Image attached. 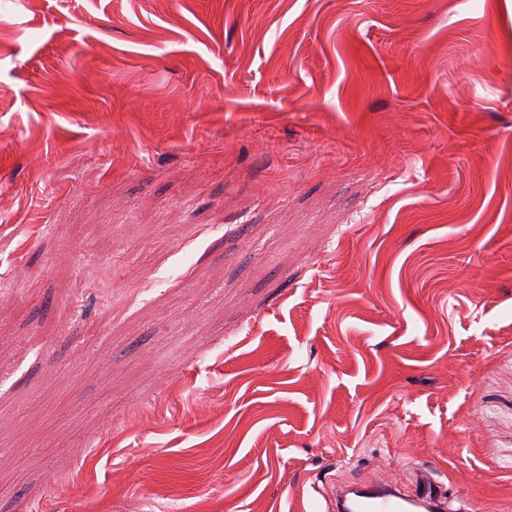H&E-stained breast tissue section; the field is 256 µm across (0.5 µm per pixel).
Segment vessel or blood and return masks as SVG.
I'll return each instance as SVG.
<instances>
[{
  "label": "vessel or blood",
  "mask_w": 512,
  "mask_h": 512,
  "mask_svg": "<svg viewBox=\"0 0 512 512\" xmlns=\"http://www.w3.org/2000/svg\"><path fill=\"white\" fill-rule=\"evenodd\" d=\"M332 512H446L448 498L426 474L419 475L412 492L381 482L352 481L337 486Z\"/></svg>",
  "instance_id": "b4317fda"
}]
</instances>
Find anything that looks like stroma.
<instances>
[{
	"label": "stroma",
	"instance_id": "obj_1",
	"mask_svg": "<svg viewBox=\"0 0 512 512\" xmlns=\"http://www.w3.org/2000/svg\"><path fill=\"white\" fill-rule=\"evenodd\" d=\"M512 512V0H0V512ZM445 491L427 474L411 493L381 482L352 481L336 486L329 509L336 512H440L449 510Z\"/></svg>",
	"mask_w": 512,
	"mask_h": 512
}]
</instances>
